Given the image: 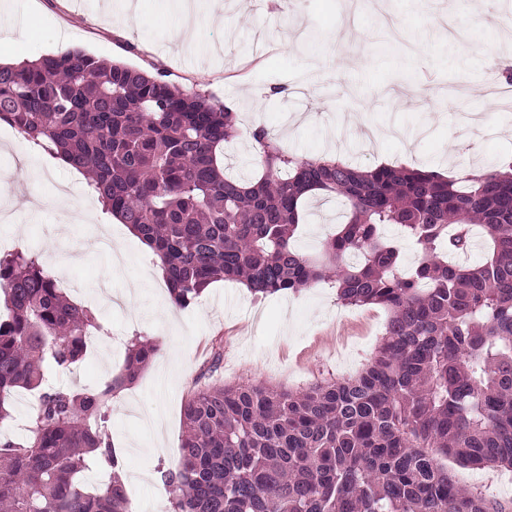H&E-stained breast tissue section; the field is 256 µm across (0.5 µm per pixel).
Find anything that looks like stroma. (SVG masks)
Here are the masks:
<instances>
[{
    "label": "stroma",
    "instance_id": "obj_1",
    "mask_svg": "<svg viewBox=\"0 0 512 512\" xmlns=\"http://www.w3.org/2000/svg\"><path fill=\"white\" fill-rule=\"evenodd\" d=\"M202 0L195 42L183 41L174 0H0V38L17 56L38 58L78 48L164 72L183 91H200L238 114L241 137L230 171L252 176L259 157L249 138L264 125L299 156L336 151L368 169L404 163L457 176L512 151V111L485 96L465 107L437 95L420 100L409 87L494 81L497 52L512 43V0ZM460 15L465 42L442 36L439 17ZM318 36L307 46L306 34ZM0 223L9 248L38 251L70 297L97 309L105 333L83 359L54 374V385L101 386L123 362L133 334L153 336L160 351L138 382L109 403L108 433L119 448L135 512H172L162 471L175 468L184 403L197 377L212 383L263 381L290 389L358 372L378 345L387 313L346 307L336 289L317 283L297 293L257 297L233 281L212 284L186 309L170 301L141 241L102 213L85 176L54 165L0 125ZM87 214L60 240L62 212ZM297 245L317 255L343 213L339 200H310ZM110 226L120 260L100 248ZM221 361H214V352ZM465 487L512 504V472L460 467Z\"/></svg>",
    "mask_w": 512,
    "mask_h": 512
}]
</instances>
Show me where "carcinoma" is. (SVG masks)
I'll return each mask as SVG.
<instances>
[{"label": "carcinoma", "instance_id": "cac0c4a2", "mask_svg": "<svg viewBox=\"0 0 512 512\" xmlns=\"http://www.w3.org/2000/svg\"><path fill=\"white\" fill-rule=\"evenodd\" d=\"M0 122L86 173L102 210L158 257L172 304L213 283L255 295L335 285L345 306H379L383 337L357 374L291 390L209 384L184 406L174 512H505L464 491L460 466L512 470V154L494 169L437 171L288 154L252 131L262 173L225 174L238 113L160 75L67 49L0 65ZM313 195L346 219L322 259L294 237ZM389 224L420 254L404 271ZM487 235L478 265L448 262ZM0 427L17 389L38 392L29 435L0 439V512H132L107 404L153 361L130 338L118 374L93 391L49 383L79 362L96 312L70 299L32 250L0 254ZM93 457L109 480L91 489Z\"/></svg>", "mask_w": 512, "mask_h": 512}]
</instances>
